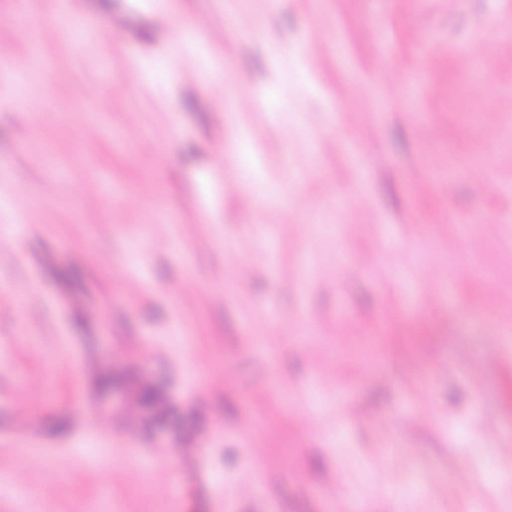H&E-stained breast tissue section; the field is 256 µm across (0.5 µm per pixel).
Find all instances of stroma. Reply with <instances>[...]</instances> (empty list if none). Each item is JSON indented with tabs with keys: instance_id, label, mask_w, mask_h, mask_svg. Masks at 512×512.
Returning a JSON list of instances; mask_svg holds the SVG:
<instances>
[{
	"instance_id": "stroma-1",
	"label": "stroma",
	"mask_w": 512,
	"mask_h": 512,
	"mask_svg": "<svg viewBox=\"0 0 512 512\" xmlns=\"http://www.w3.org/2000/svg\"><path fill=\"white\" fill-rule=\"evenodd\" d=\"M129 3L0 0V512H505L512 0Z\"/></svg>"
}]
</instances>
